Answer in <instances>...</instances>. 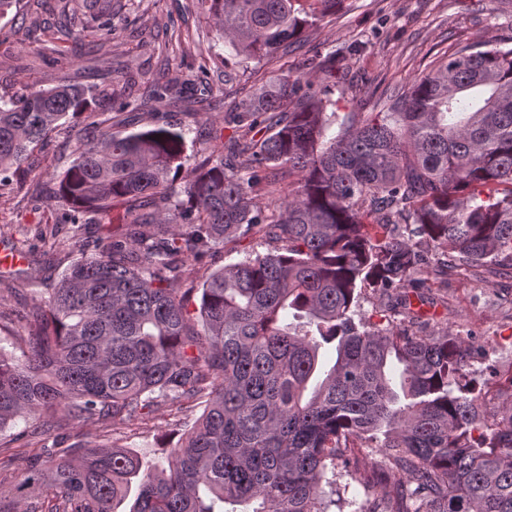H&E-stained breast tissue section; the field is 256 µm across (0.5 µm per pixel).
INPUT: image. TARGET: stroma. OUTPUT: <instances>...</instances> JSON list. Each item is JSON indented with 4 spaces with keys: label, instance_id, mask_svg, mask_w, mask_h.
<instances>
[{
    "label": "stroma",
    "instance_id": "35a3bbf8",
    "mask_svg": "<svg viewBox=\"0 0 512 512\" xmlns=\"http://www.w3.org/2000/svg\"><path fill=\"white\" fill-rule=\"evenodd\" d=\"M61 6V0H21L17 12L0 19V97H10L22 84L49 87L64 79L103 90L132 78L145 92L165 68L185 82L207 84L211 98L230 105L279 75L312 77L324 83V74L312 72L305 62L332 53L340 61L332 98L343 115L372 111L404 94L437 60L466 44L482 40L512 46V0H485L478 12L468 0H345L336 15L307 28L293 51L245 63L196 12L191 0H94L91 12L112 13V37L101 40L96 25H88L72 62L63 65L54 53L58 31L69 23ZM209 100L171 110V123L183 125L186 131V161L173 179L174 187L183 186L207 153L200 118L209 114ZM87 130L83 120H63L33 152L26 182L0 185V247L42 255L40 263L26 266L21 277L11 280L15 293L0 301L1 326L24 325L29 312L48 298L73 260L43 236L47 225L54 222L58 203L33 201L29 188L54 186L57 175L73 160L76 137ZM271 248V242L252 234L238 245L212 249L202 272L177 283L187 294L189 311H196L200 304L203 273ZM428 284L430 301L420 307L425 333L446 330L470 337L472 346L482 353L473 369L512 372V276L487 278L452 271L430 278ZM187 423L169 403L158 401L145 422L116 430L111 422L93 418L62 427L61 432L69 448L88 441L108 444L116 440L144 459L158 460L163 444L177 442ZM376 468L385 472V480L363 473L361 480L351 483L341 512H371L374 504L392 495L400 479L398 472L381 461Z\"/></svg>",
    "mask_w": 512,
    "mask_h": 512
}]
</instances>
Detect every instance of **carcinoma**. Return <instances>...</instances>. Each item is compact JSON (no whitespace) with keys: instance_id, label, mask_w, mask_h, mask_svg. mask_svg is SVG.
<instances>
[{"instance_id":"obj_1","label":"carcinoma","mask_w":512,"mask_h":512,"mask_svg":"<svg viewBox=\"0 0 512 512\" xmlns=\"http://www.w3.org/2000/svg\"><path fill=\"white\" fill-rule=\"evenodd\" d=\"M343 2L197 0L246 61L288 53ZM196 93L163 76L143 104ZM104 97L23 85L0 105V183L25 178L29 150L69 113L96 131L50 193L32 189L64 206L62 244L78 258L0 346V432L40 412L15 440L60 421H143L157 398L205 407L161 471L91 443L35 454L19 483L0 478V512H118L134 486L130 512H331L338 479L357 480L358 455L375 448L402 473L383 512H512V393L481 406L470 342L413 329L406 290L450 266L512 269V47L467 44L367 117L340 116L325 86L280 78L226 110L237 135L212 136L178 192L169 175L186 159L184 128L114 131L90 109ZM118 205L107 241L83 235L87 215L105 225ZM251 232L278 247L205 276L191 318L174 287L195 272L189 261ZM424 241L451 263L433 262ZM364 293L406 324L370 323ZM286 309L307 322H281ZM332 343L335 362L311 389Z\"/></svg>"}]
</instances>
